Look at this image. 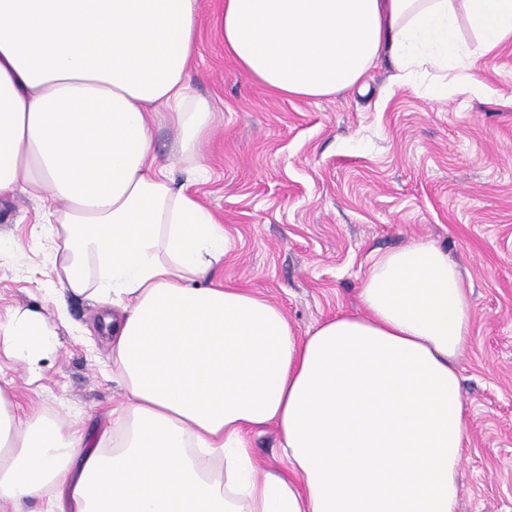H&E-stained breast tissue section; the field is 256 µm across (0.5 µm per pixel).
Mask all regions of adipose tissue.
<instances>
[{"mask_svg": "<svg viewBox=\"0 0 512 512\" xmlns=\"http://www.w3.org/2000/svg\"><path fill=\"white\" fill-rule=\"evenodd\" d=\"M202 0H0V203L44 202L57 301L107 315L127 401L112 441L19 415L0 389V512H455L468 409L457 363L471 308L430 242L374 256L363 311L298 335L277 305L206 285L228 251L152 129L203 163L213 107L192 90ZM512 38V0H224V50L283 98L361 87L382 57L465 75ZM44 316L0 313L37 366ZM272 427L281 470L249 433Z\"/></svg>", "mask_w": 512, "mask_h": 512, "instance_id": "ef3b65f1", "label": "adipose tissue"}]
</instances>
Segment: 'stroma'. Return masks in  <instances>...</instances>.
Listing matches in <instances>:
<instances>
[{
  "mask_svg": "<svg viewBox=\"0 0 512 512\" xmlns=\"http://www.w3.org/2000/svg\"><path fill=\"white\" fill-rule=\"evenodd\" d=\"M223 0H203L193 89L213 105L206 170L155 130L176 183L221 220L231 250L210 282L251 289L306 335L337 313L361 312L372 255L434 243L461 266L471 301L469 348L458 362L468 403V442L457 512H512V42L482 54L469 25L484 92L436 69L406 81L389 59L365 92L282 99L224 53ZM447 80V97L430 87ZM42 206H0V310H41L57 333L30 382L24 360L0 349V388L23 411L43 410L62 430L100 435L125 394L113 380L101 310L71 297L57 312Z\"/></svg>",
  "mask_w": 512,
  "mask_h": 512,
  "instance_id": "35a3bbf8",
  "label": "stroma"
}]
</instances>
